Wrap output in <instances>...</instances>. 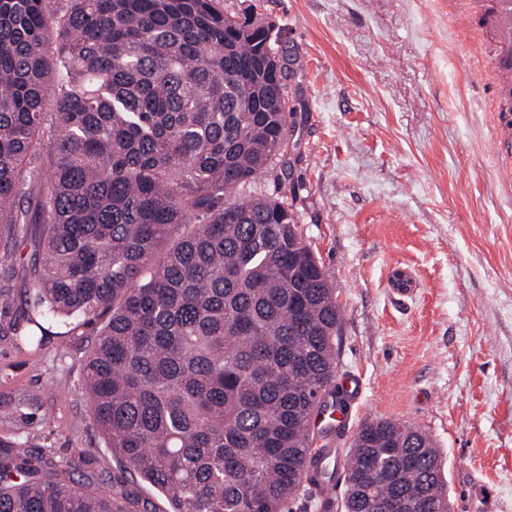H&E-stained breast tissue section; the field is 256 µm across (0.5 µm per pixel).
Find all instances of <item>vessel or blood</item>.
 <instances>
[{
  "label": "vessel or blood",
  "instance_id": "obj_1",
  "mask_svg": "<svg viewBox=\"0 0 512 512\" xmlns=\"http://www.w3.org/2000/svg\"><path fill=\"white\" fill-rule=\"evenodd\" d=\"M494 42L488 64L497 75L493 137L496 145L512 147V0H495L485 25Z\"/></svg>",
  "mask_w": 512,
  "mask_h": 512
}]
</instances>
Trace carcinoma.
Here are the masks:
<instances>
[{"label": "carcinoma", "instance_id": "cac0c4a2", "mask_svg": "<svg viewBox=\"0 0 512 512\" xmlns=\"http://www.w3.org/2000/svg\"><path fill=\"white\" fill-rule=\"evenodd\" d=\"M212 0H0V264L31 249L34 308L98 324L90 414L169 512H448L439 449L366 422L343 466L316 447L350 398L341 309L288 197L236 190L288 145L285 84ZM53 111H48V106ZM0 512H140L0 440Z\"/></svg>", "mask_w": 512, "mask_h": 512}]
</instances>
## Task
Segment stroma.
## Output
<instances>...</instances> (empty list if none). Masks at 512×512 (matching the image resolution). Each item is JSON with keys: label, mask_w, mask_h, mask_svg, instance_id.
<instances>
[{"label": "stroma", "mask_w": 512, "mask_h": 512, "mask_svg": "<svg viewBox=\"0 0 512 512\" xmlns=\"http://www.w3.org/2000/svg\"><path fill=\"white\" fill-rule=\"evenodd\" d=\"M455 2L215 0L272 24L295 59L293 207L342 308L338 374L359 382L325 446L406 422L446 457L451 512H512V176L492 137L490 47ZM397 267L416 279L409 296L392 292ZM13 321L41 330L17 336ZM94 333L37 311L14 270L0 290V437L74 460L82 484L127 481L164 512L90 416Z\"/></svg>", "instance_id": "35a3bbf8"}]
</instances>
